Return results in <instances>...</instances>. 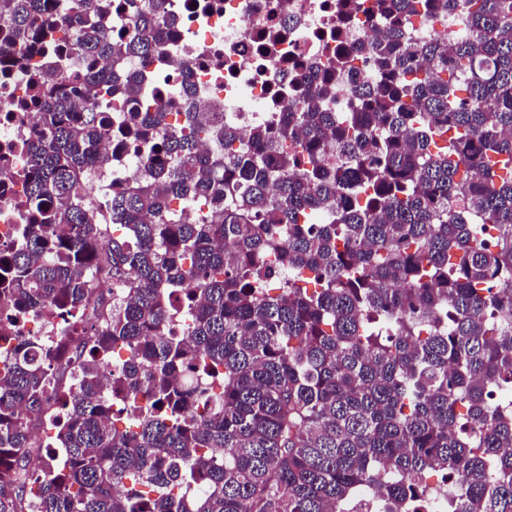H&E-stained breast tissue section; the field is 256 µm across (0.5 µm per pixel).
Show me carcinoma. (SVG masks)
Returning <instances> with one entry per match:
<instances>
[{"mask_svg": "<svg viewBox=\"0 0 512 512\" xmlns=\"http://www.w3.org/2000/svg\"><path fill=\"white\" fill-rule=\"evenodd\" d=\"M60 2L0 0L6 40L37 41ZM374 8L388 25L361 48L352 111H332V76L297 72L298 97L238 155L194 112L168 133L120 75L167 50L153 0L121 43L93 0H68L89 106L61 75L36 83V223L0 255V321L86 332L0 351V512H350L363 485L420 512L410 486L433 475L457 486L450 512H512V404L495 398L512 391V0ZM412 17L453 19L454 48ZM113 96L157 139L105 202L126 230L105 247L81 187L112 163ZM191 205L198 224L181 222ZM101 270L118 295L93 288ZM49 409L59 467L31 451Z\"/></svg>", "mask_w": 512, "mask_h": 512, "instance_id": "carcinoma-1", "label": "carcinoma"}]
</instances>
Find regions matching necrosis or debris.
<instances>
[{
  "mask_svg": "<svg viewBox=\"0 0 512 512\" xmlns=\"http://www.w3.org/2000/svg\"><path fill=\"white\" fill-rule=\"evenodd\" d=\"M159 0V19L172 44L169 56L131 61V72H144L147 88L163 107L168 121L183 113L200 120L224 121L238 133V146L248 144L250 129L283 111L293 68L321 79L337 50H344L354 70L369 66L357 46L383 29L373 11L374 0ZM64 12H57L43 40L27 48L0 49V248L19 245L27 223L25 171L29 146L43 138L30 86L54 72L74 80L83 64L78 58L48 50L47 42L68 39ZM138 138L126 145L109 141L111 169L84 190L95 215L104 200L132 178L140 153Z\"/></svg>",
  "mask_w": 512,
  "mask_h": 512,
  "instance_id": "necrosis-or-debris-1",
  "label": "necrosis or debris"
}]
</instances>
